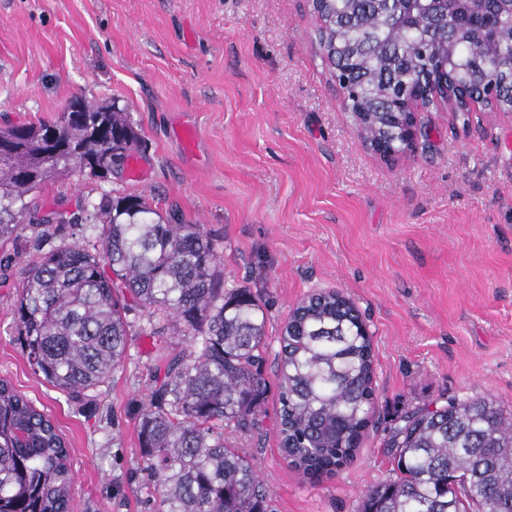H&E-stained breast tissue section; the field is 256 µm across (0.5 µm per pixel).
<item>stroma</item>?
Masks as SVG:
<instances>
[{"instance_id":"35a3bbf8","label":"stroma","mask_w":512,"mask_h":512,"mask_svg":"<svg viewBox=\"0 0 512 512\" xmlns=\"http://www.w3.org/2000/svg\"><path fill=\"white\" fill-rule=\"evenodd\" d=\"M311 0H0V127L52 122L74 99L124 112L138 142L107 179L77 171L32 195L43 209L142 197L201 225L226 288L264 304L260 425L224 435L254 458L276 512H361L393 478L384 439L404 411L492 396L512 410V112H418L413 150L387 162L360 137L314 42ZM20 276L0 286V378L56 422L69 512H154L139 417L156 347L83 404L35 375L17 340ZM321 290L372 340L374 414L357 456L316 481L279 447V336Z\"/></svg>"}]
</instances>
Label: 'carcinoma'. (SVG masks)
I'll list each match as a JSON object with an SVG mask.
<instances>
[{"label":"carcinoma","instance_id":"1","mask_svg":"<svg viewBox=\"0 0 512 512\" xmlns=\"http://www.w3.org/2000/svg\"><path fill=\"white\" fill-rule=\"evenodd\" d=\"M314 0L317 45L331 67L357 81L351 110L369 117L365 139L398 145L401 117L384 107L430 81L480 91L512 85V0H437L452 43L424 36L426 16L404 0ZM79 112L21 124L0 158V281L23 260L30 230L36 253L14 304L17 336L34 372L79 400L104 386L127 356L131 331L159 342L155 388L139 434L158 496L157 512H272L256 462L224 438V424H255L267 392L266 320L248 288H224V266L199 224L152 218L142 198L102 196L76 210L24 203L59 167L105 177L129 157L137 133L115 107L80 99ZM55 127L65 149L48 151ZM28 213V223L17 215ZM57 225L97 230L83 246L44 249ZM138 308L133 326L126 312ZM189 338L176 351L170 332ZM278 423L289 464L309 480L356 456L374 409L370 336L335 291L310 295L279 337ZM395 478L364 495L362 512H512V411L490 397L424 404L399 416L385 439ZM71 474L51 418L0 380V512H68Z\"/></svg>","mask_w":512,"mask_h":512}]
</instances>
